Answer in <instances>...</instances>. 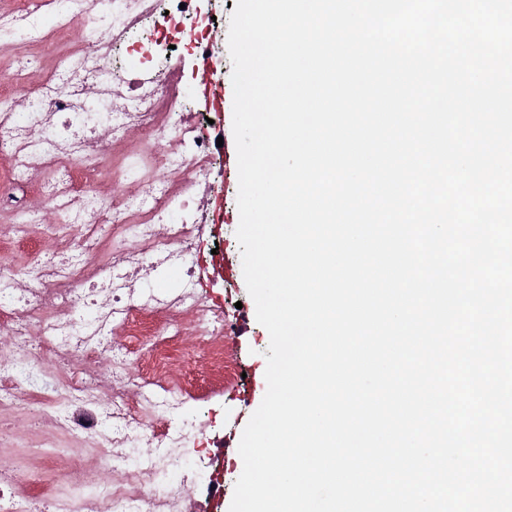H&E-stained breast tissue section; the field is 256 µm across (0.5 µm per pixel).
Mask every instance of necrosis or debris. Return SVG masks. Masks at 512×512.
<instances>
[{
  "label": "necrosis or debris",
  "mask_w": 512,
  "mask_h": 512,
  "mask_svg": "<svg viewBox=\"0 0 512 512\" xmlns=\"http://www.w3.org/2000/svg\"><path fill=\"white\" fill-rule=\"evenodd\" d=\"M192 0H14L0 11V50L33 44L49 65L38 80L19 65L0 81V209L27 208L10 194L33 185L74 250L55 249L23 265L0 263V434L16 417L76 435L81 455L112 471L104 491L58 495L42 465L0 477V512H187L194 476L187 448L206 426L184 414L192 394L174 370L181 337L203 339L211 380L223 384L227 325L199 299L191 259L204 208L196 186L212 160L185 116L181 63L193 51L208 71L204 24ZM180 29L174 48L140 64L118 52L146 26ZM72 33L68 44L59 38ZM25 106H18V99ZM181 113L169 130L170 113ZM132 145L115 158L120 140ZM109 178L108 189L96 179ZM134 190H127V183ZM112 227L104 247L101 225ZM168 285L145 288L143 269ZM163 324H155L157 314ZM127 336L148 348L131 367Z\"/></svg>",
  "instance_id": "4bbe7bcc"
}]
</instances>
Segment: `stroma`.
I'll use <instances>...</instances> for the list:
<instances>
[{
  "label": "stroma",
  "mask_w": 512,
  "mask_h": 512,
  "mask_svg": "<svg viewBox=\"0 0 512 512\" xmlns=\"http://www.w3.org/2000/svg\"><path fill=\"white\" fill-rule=\"evenodd\" d=\"M194 10L218 20L214 66L224 87L220 125L201 123L200 133L207 139L214 134H221L224 141L230 144L234 136L228 32L233 8L229 0H195ZM198 194L206 198L207 209L194 246L197 295L221 306L225 322L233 325L246 322L248 332L243 336L231 333L224 338V350L239 374L234 383L212 386L204 360L192 349L177 357L175 368L193 386L198 396L197 402L191 403V410L204 414L209 424L205 446L192 448L190 456L195 461L223 456L224 498L229 501L233 498L235 484L243 470V461L237 451L243 429L261 404L267 389L265 356L270 336L267 329L256 320L255 303L248 293L243 276L241 248L236 237L239 225L236 164L228 162L224 154H215L209 175L206 181L201 182ZM217 218L223 221V232L219 235L215 234L213 226ZM219 239L224 242V272L220 275L213 271L211 254ZM47 441L55 443L57 452L46 466V473L58 470L67 472L69 484L74 488L97 483L99 473L94 463H87L81 470L71 466L72 457L81 451L78 439L49 425L37 431H29L27 420L23 417L16 422V434L13 447L6 457L7 463L16 467L25 466L32 460V450Z\"/></svg>",
  "instance_id": "stroma-1"
}]
</instances>
